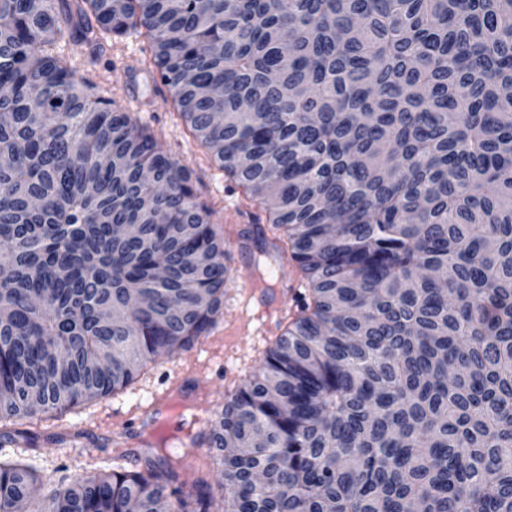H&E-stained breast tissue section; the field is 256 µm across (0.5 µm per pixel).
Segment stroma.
<instances>
[{"label": "stroma", "mask_w": 512, "mask_h": 512, "mask_svg": "<svg viewBox=\"0 0 512 512\" xmlns=\"http://www.w3.org/2000/svg\"><path fill=\"white\" fill-rule=\"evenodd\" d=\"M143 45L135 36L112 37L95 46L70 45L64 52L84 78L148 126L162 149L190 171L194 194L211 208V222L227 243L224 264L230 280L224 313L193 348L161 356L126 389L59 419L19 424L31 441L10 453L34 458L48 490L55 486L57 466L67 465L73 477L86 475L100 467L99 449L112 441L134 449L160 434L173 443L188 441L199 431L196 416L223 408L227 392L258 367L296 312L302 293L296 266L278 263L256 247L257 228L269 225L266 205L249 201L212 162L167 88L153 82ZM176 388L184 404L168 411L153 406V396ZM73 433L79 436L78 447L60 448L49 441L52 435Z\"/></svg>", "instance_id": "35a3bbf8"}]
</instances>
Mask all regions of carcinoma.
<instances>
[{
	"instance_id": "cac0c4a2",
	"label": "carcinoma",
	"mask_w": 512,
	"mask_h": 512,
	"mask_svg": "<svg viewBox=\"0 0 512 512\" xmlns=\"http://www.w3.org/2000/svg\"><path fill=\"white\" fill-rule=\"evenodd\" d=\"M111 35L306 294L183 453L0 454V512H211L204 446L224 512H512V0H0V448L224 308L189 171L59 50Z\"/></svg>"
}]
</instances>
